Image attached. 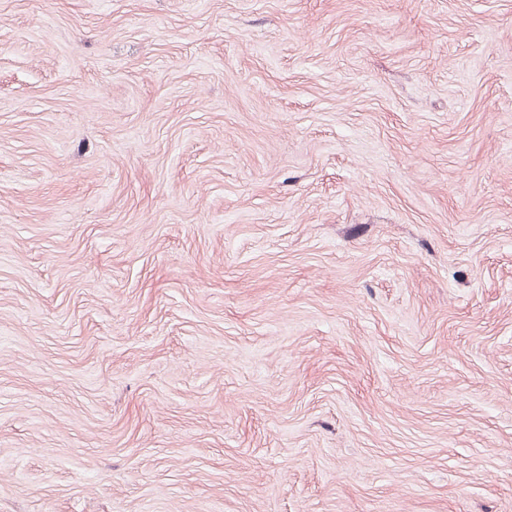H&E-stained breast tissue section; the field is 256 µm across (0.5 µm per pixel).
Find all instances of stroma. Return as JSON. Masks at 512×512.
Returning <instances> with one entry per match:
<instances>
[{
  "label": "stroma",
  "mask_w": 512,
  "mask_h": 512,
  "mask_svg": "<svg viewBox=\"0 0 512 512\" xmlns=\"http://www.w3.org/2000/svg\"><path fill=\"white\" fill-rule=\"evenodd\" d=\"M0 512H512V0H0Z\"/></svg>",
  "instance_id": "stroma-1"
}]
</instances>
